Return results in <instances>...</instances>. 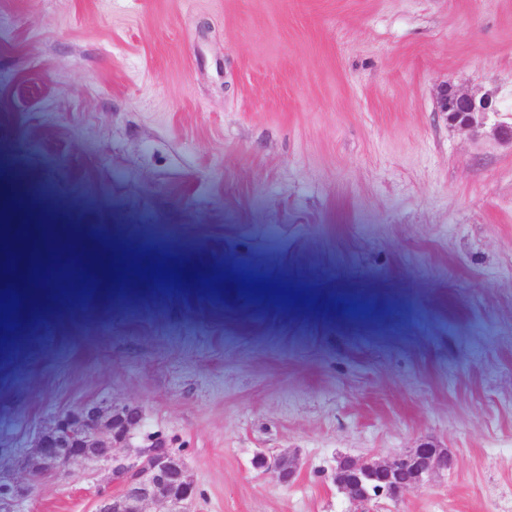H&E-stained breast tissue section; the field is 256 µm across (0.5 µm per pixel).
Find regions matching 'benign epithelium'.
<instances>
[{"instance_id": "7a95c632", "label": "benign epithelium", "mask_w": 512, "mask_h": 512, "mask_svg": "<svg viewBox=\"0 0 512 512\" xmlns=\"http://www.w3.org/2000/svg\"><path fill=\"white\" fill-rule=\"evenodd\" d=\"M440 108L450 123L465 129L478 126L495 111L490 97L450 88L444 90ZM140 426L139 409L128 403H84L60 411L47 429L36 434L32 453L17 457L11 471L0 468V512H20L35 487L62 473L98 465L110 467L114 489L97 493L89 512H149L151 505L161 506L159 512H190L196 487L183 459L159 442L133 445ZM452 465L448 451L422 443L391 460L346 457L336 468L335 480L354 505L351 512H373L372 502L397 500ZM262 466L283 481L295 472L286 456L271 464L264 459Z\"/></svg>"}]
</instances>
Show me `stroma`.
<instances>
[{
    "instance_id": "1",
    "label": "stroma",
    "mask_w": 512,
    "mask_h": 512,
    "mask_svg": "<svg viewBox=\"0 0 512 512\" xmlns=\"http://www.w3.org/2000/svg\"><path fill=\"white\" fill-rule=\"evenodd\" d=\"M448 87L496 113L451 124ZM509 121L512 0H0V157L65 207L46 259L110 284L17 326L0 458L127 402L198 512H347L339 457L424 442L453 467L378 512H512ZM107 483L49 481L23 512H87Z\"/></svg>"
}]
</instances>
